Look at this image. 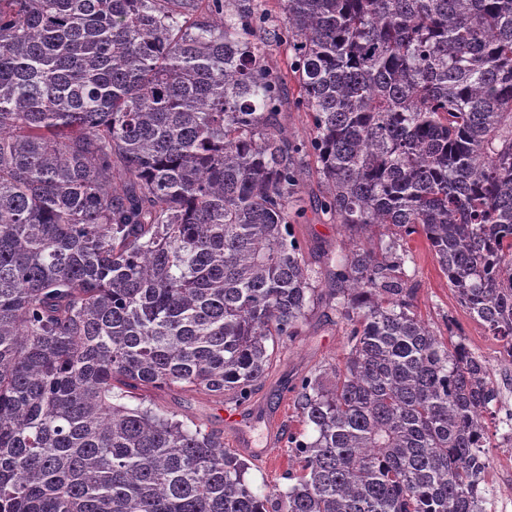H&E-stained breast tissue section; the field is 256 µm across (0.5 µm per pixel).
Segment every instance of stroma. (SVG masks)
Returning <instances> with one entry per match:
<instances>
[{"label":"stroma","instance_id":"1","mask_svg":"<svg viewBox=\"0 0 512 512\" xmlns=\"http://www.w3.org/2000/svg\"><path fill=\"white\" fill-rule=\"evenodd\" d=\"M302 193L303 216L293 232L305 247L309 266L325 271L329 258L342 249H350L352 241L329 215L321 210L322 188L312 164H305ZM414 258L415 304L422 319L438 335L464 337L468 347L490 362V373L504 402L512 405V368L494 360L495 340L487 336L480 323L473 320L460 305L448 284L438 260L424 237L413 236L407 243ZM345 343V326L328 305L318 304L309 311L301 326V334L279 346L270 368L246 401L247 410L257 420L248 430L250 445L238 442V434L224 425V410L232 399L216 402L201 392L180 389L155 392V400L177 413L180 419L204 422L220 434L224 446L239 454L248 464L246 474L252 487L268 493L284 486L283 474L288 468V436L296 431L297 394L294 390L302 375L341 357Z\"/></svg>","mask_w":512,"mask_h":512}]
</instances>
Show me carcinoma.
Listing matches in <instances>:
<instances>
[{
	"mask_svg": "<svg viewBox=\"0 0 512 512\" xmlns=\"http://www.w3.org/2000/svg\"><path fill=\"white\" fill-rule=\"evenodd\" d=\"M283 2L285 77L252 0H0V512H485L498 391L405 264L425 236L512 340V0ZM305 156L360 240L325 279L342 360L260 494L151 392L242 400L299 335ZM263 49V64L273 72L285 73L287 71L288 57L291 55V52L288 51V46L284 43L269 41ZM280 122L290 139H303L311 133L305 113L297 112L292 106L281 113Z\"/></svg>",
	"mask_w": 512,
	"mask_h": 512,
	"instance_id": "carcinoma-1",
	"label": "carcinoma"
}]
</instances>
